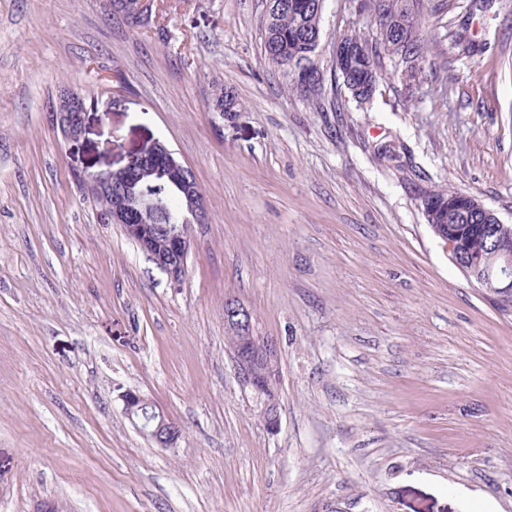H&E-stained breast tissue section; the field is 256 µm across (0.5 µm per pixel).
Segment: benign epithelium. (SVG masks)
Returning a JSON list of instances; mask_svg holds the SVG:
<instances>
[{
	"label": "benign epithelium",
	"mask_w": 512,
	"mask_h": 512,
	"mask_svg": "<svg viewBox=\"0 0 512 512\" xmlns=\"http://www.w3.org/2000/svg\"><path fill=\"white\" fill-rule=\"evenodd\" d=\"M153 2L137 0L135 8L128 10L126 0H110L108 7L111 13L123 17L135 28L150 20ZM86 113L85 97L74 90L63 94L53 108L54 124L64 139L77 147L82 145ZM168 168L182 170V179L173 191L161 186ZM79 180L91 195L108 203V209L104 210L107 223L119 225L157 269L174 280L182 277L190 248V221L204 222L206 210L202 190L192 170L185 167L165 144L157 141L131 155L125 165L87 172L79 176ZM164 215L171 218V224L161 231L154 221ZM431 228L448 257L470 281L482 288L485 280L494 278L502 287L493 298L512 296V249L495 251L491 264L475 269L460 259L455 241L442 232L440 225L433 224ZM224 321L242 345L234 352L237 372L245 384L264 396L263 416L268 429L275 430L279 426V414L269 380L278 373V342L257 333L249 308L240 300L224 302ZM123 403L128 418L159 447L167 448L181 436V428L166 419L140 394L126 392Z\"/></svg>",
	"instance_id": "benign-epithelium-1"
}]
</instances>
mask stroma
Wrapping results in <instances>:
<instances>
[{"mask_svg": "<svg viewBox=\"0 0 512 512\" xmlns=\"http://www.w3.org/2000/svg\"><path fill=\"white\" fill-rule=\"evenodd\" d=\"M0 0V512H512V312L422 200L512 224V0H417L428 62L359 102L333 79L357 0H325L321 98L265 57V0ZM86 98L82 147L50 114ZM229 94L236 111L216 112ZM162 142L208 221L179 280L78 180ZM280 344V427L239 377L224 301ZM134 391L179 425L127 418ZM136 1L135 8L127 10L125 4H127V8H133L134 1L114 0L112 2V0H108L109 11L111 14L122 16L131 27H138L150 20L154 0ZM122 397L128 418L159 447L167 448L181 436V428L156 411V406L140 394L128 391Z\"/></svg>", "mask_w": 512, "mask_h": 512, "instance_id": "35a3bbf8", "label": "stroma"}]
</instances>
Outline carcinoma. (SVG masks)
Returning a JSON list of instances; mask_svg holds the SVG:
<instances>
[{
  "instance_id": "1",
  "label": "carcinoma",
  "mask_w": 512,
  "mask_h": 512,
  "mask_svg": "<svg viewBox=\"0 0 512 512\" xmlns=\"http://www.w3.org/2000/svg\"><path fill=\"white\" fill-rule=\"evenodd\" d=\"M316 0H266L263 49L267 59L283 69L290 78L291 89L299 92L296 73L291 66L315 60L317 53L313 36L320 18L311 4ZM363 8L374 16L389 18L391 32L376 33L370 41L356 33L343 37L357 41L361 47L354 52L344 67L336 70L343 84L355 85L366 91L382 79V62L394 57L403 65L402 73L413 78L422 72L425 49L416 37V16L413 0H362ZM437 203L454 199L455 210L448 212V235L453 237L461 252L483 265L487 261L490 239L486 237L482 216L476 210L478 200L465 193L435 192Z\"/></svg>"
}]
</instances>
